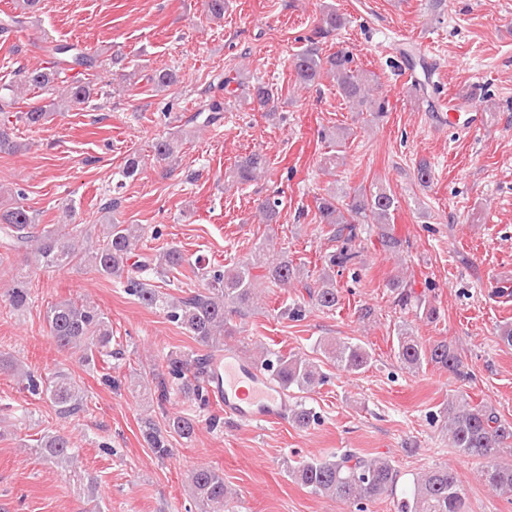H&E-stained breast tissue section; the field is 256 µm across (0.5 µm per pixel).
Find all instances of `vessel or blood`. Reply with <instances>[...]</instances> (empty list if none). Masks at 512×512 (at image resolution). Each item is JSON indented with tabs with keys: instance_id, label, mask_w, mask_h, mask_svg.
<instances>
[{
	"instance_id": "b4317fda",
	"label": "vessel or blood",
	"mask_w": 512,
	"mask_h": 512,
	"mask_svg": "<svg viewBox=\"0 0 512 512\" xmlns=\"http://www.w3.org/2000/svg\"><path fill=\"white\" fill-rule=\"evenodd\" d=\"M212 391L225 417L240 424L273 423L288 413L284 394L273 380L229 351L214 363Z\"/></svg>"
}]
</instances>
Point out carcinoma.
Returning a JSON list of instances; mask_svg holds the SVG:
<instances>
[{
    "mask_svg": "<svg viewBox=\"0 0 512 512\" xmlns=\"http://www.w3.org/2000/svg\"><path fill=\"white\" fill-rule=\"evenodd\" d=\"M346 24V17L334 9L322 13L312 34L305 37V45L292 58L296 81L311 87L326 77L334 83L350 111L378 117L385 112V102L374 96L367 72L354 64L350 52L326 55L320 47L323 39ZM45 51L48 56L46 66L20 70L16 84L0 88L3 91L0 95V114L3 115L0 153L10 154L17 149L8 127L9 107L16 103V99L32 95L33 102L28 110L15 113V118L29 126H38L46 123L54 112H68L86 104L93 94L88 72L96 66L94 56L74 44H60L48 37L45 38ZM66 71H72L74 75L59 90L55 81ZM143 79L158 90L180 83L178 71L171 68L154 69L143 75ZM248 95L250 102L260 108L275 111V93L268 83L258 78L251 81ZM225 111V102L206 101L187 117L185 123L174 126L171 132L152 143V159L165 170L172 171L191 130L220 124ZM143 161L141 154L129 153L119 176L124 179L136 176ZM267 171L265 155L253 152L235 163L233 178L238 184H251ZM16 196L13 206L0 211V242L6 249L0 254V265L9 260L10 252L23 249L38 268L61 271L83 266L102 277L118 281L126 294L145 307L159 311L197 343L209 348L210 353L203 356L187 353L169 354L164 358L168 380L202 410L208 407L210 400L208 372L211 360L224 351V338L234 335L232 318L244 315L257 301L258 285L303 288L318 309L332 312L340 301L335 270L357 264L356 241L361 225H380L381 246L387 250L399 247L398 241L384 231L395 210V201L383 190L369 195L360 192L348 202L341 200L334 191L315 198L316 222L326 225L331 240L336 242V249L324 256L316 276L295 264L285 252L264 244L254 248L249 257L218 267L202 265L200 259L192 260L176 247L140 260L137 248L144 235L143 225L103 224L101 236L92 242L73 224H37V214L21 203L24 192L18 190ZM280 206L281 200L276 197L261 200L257 209L263 223H278ZM186 266L191 267L202 287L182 297L162 294L143 277L149 270L166 277ZM391 287L398 290V303L406 306L413 302L427 319H436V307L414 297L402 281H392ZM6 301L15 310L31 304L32 292L26 272L21 271L12 278ZM44 319L57 347L79 355L82 363L90 364L98 358L112 360L111 321L99 307L84 300L63 299L47 304ZM318 346L339 371L361 373L372 363V353L359 343L327 341ZM397 357L409 370L427 361L447 370L460 381L472 378L452 344L439 341L425 348L404 328L397 332ZM257 364L270 372L286 390H307L327 379L316 365L296 353L267 352ZM0 369L17 377L32 396L48 400L62 419L77 417L88 409L85 390L63 371L42 376L10 357L0 359ZM166 381H159L163 396L167 392ZM440 417L448 430L449 447L463 457L480 461L479 477L488 489L512 497V461H501L502 453L512 451V422L486 405L460 404L452 400L440 411ZM292 418L302 429L319 421L316 413L302 405L293 409ZM197 427L198 421L191 417L170 416L162 429L152 422L145 425L146 441L154 455L164 459L171 453L170 437L176 435L188 442L196 434ZM34 451L43 462L61 468L75 467L78 458V449L60 433L41 436ZM288 473L315 494L362 505L393 493L398 481V471L389 460L368 459L351 451L325 459L312 458L288 467ZM190 487L198 512H224L223 473L210 467L197 468L190 474ZM465 508V489L448 467L434 469L414 479L404 497L397 500V512H465Z\"/></svg>",
    "mask_w": 512,
    "mask_h": 512,
    "instance_id": "cac0c4a2",
    "label": "carcinoma"
}]
</instances>
